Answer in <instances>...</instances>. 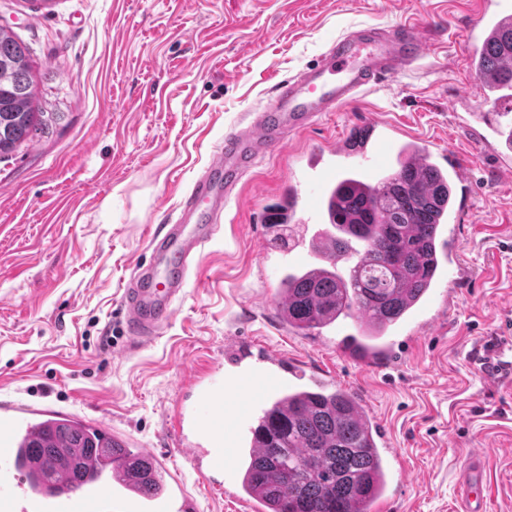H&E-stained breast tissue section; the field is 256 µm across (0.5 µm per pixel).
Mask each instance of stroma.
I'll list each match as a JSON object with an SVG mask.
<instances>
[{"label": "stroma", "instance_id": "1", "mask_svg": "<svg viewBox=\"0 0 512 512\" xmlns=\"http://www.w3.org/2000/svg\"><path fill=\"white\" fill-rule=\"evenodd\" d=\"M472 0H0V25L32 51L37 96L62 120L0 159V403L46 405L163 448L179 379L216 364L226 340L287 352L306 373L356 393L388 427L385 512H457L465 455L487 456L490 512H512V380L481 370L488 342L512 350V181L454 114L512 111L490 99L465 40ZM422 24L420 62L359 102L323 116L262 159L224 211L177 306L147 348L125 338L120 297L151 231L175 219L183 193L224 134L270 107L279 81L329 42L365 25ZM400 139L463 152L469 202L456 227L472 276L400 326L426 322L397 373L363 367L338 346L346 318L316 336L280 323L283 275L313 261L273 243L265 210L309 151L347 139L372 116ZM198 512H249L238 486L217 491L180 466Z\"/></svg>", "mask_w": 512, "mask_h": 512}]
</instances>
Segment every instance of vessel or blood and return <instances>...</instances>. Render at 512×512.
I'll use <instances>...</instances> for the list:
<instances>
[{"instance_id": "obj_1", "label": "vessel or blood", "mask_w": 512, "mask_h": 512, "mask_svg": "<svg viewBox=\"0 0 512 512\" xmlns=\"http://www.w3.org/2000/svg\"><path fill=\"white\" fill-rule=\"evenodd\" d=\"M474 18L466 39L477 45L512 21V0H474ZM421 27H365L332 42L313 63L276 85L273 107L255 113L246 126L224 137L190 189L174 223L150 234L145 258L136 263L121 298L125 333L138 346L150 345L170 325L185 294L194 263L220 230L224 209L256 165L288 138L308 129L319 117L355 102L365 91L384 85L410 69L423 55ZM474 142L487 146L499 176L512 179V129L472 112L457 115ZM394 127L380 117L368 122L359 150V166L376 164L381 149L393 143ZM450 279L471 275L455 229L443 235ZM410 338L388 341L361 362L374 367L394 364ZM225 367L186 375L182 386L194 388L191 407H176L171 448L142 449L151 464L144 482L109 464L66 467L45 476L27 446L42 437L39 416L45 408L0 404V512H195L197 503L175 469L178 459L232 479L241 450L261 407L288 389L303 371L280 350L262 346L241 351L236 341L224 345ZM487 467L481 451L466 455L458 486L463 512H487Z\"/></svg>"}]
</instances>
